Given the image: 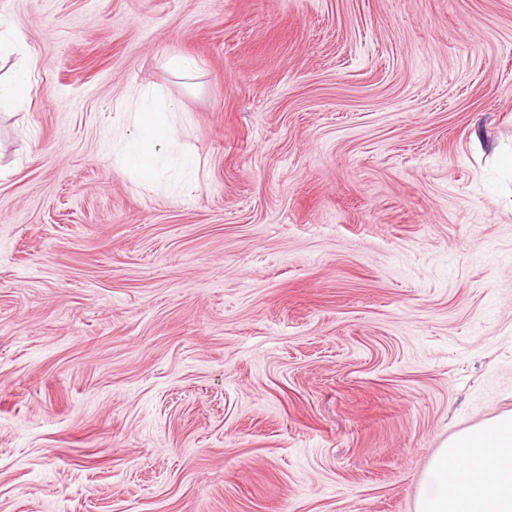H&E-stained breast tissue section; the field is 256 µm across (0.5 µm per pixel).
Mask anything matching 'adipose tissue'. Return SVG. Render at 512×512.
Returning a JSON list of instances; mask_svg holds the SVG:
<instances>
[{"label":"adipose tissue","mask_w":512,"mask_h":512,"mask_svg":"<svg viewBox=\"0 0 512 512\" xmlns=\"http://www.w3.org/2000/svg\"><path fill=\"white\" fill-rule=\"evenodd\" d=\"M130 109L121 166L149 183L169 159L176 109L147 90L131 96ZM418 512H512V413L443 443L429 463Z\"/></svg>","instance_id":"adipose-tissue-1"}]
</instances>
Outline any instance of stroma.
<instances>
[{
  "label": "stroma",
  "mask_w": 512,
  "mask_h": 512,
  "mask_svg": "<svg viewBox=\"0 0 512 512\" xmlns=\"http://www.w3.org/2000/svg\"><path fill=\"white\" fill-rule=\"evenodd\" d=\"M0 36V79L37 62L0 101V512H416L512 412V0H0ZM141 88L196 179L121 169ZM36 68V61L24 64L16 69L9 80L0 82V98L7 97L18 101L28 97L31 89V78Z\"/></svg>",
  "instance_id": "35a3bbf8"
}]
</instances>
